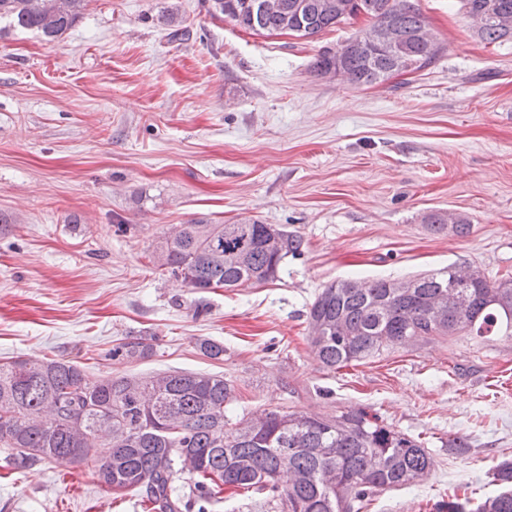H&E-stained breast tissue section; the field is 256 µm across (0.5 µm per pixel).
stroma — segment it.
<instances>
[{"label":"stroma","mask_w":512,"mask_h":512,"mask_svg":"<svg viewBox=\"0 0 512 512\" xmlns=\"http://www.w3.org/2000/svg\"><path fill=\"white\" fill-rule=\"evenodd\" d=\"M443 53L376 85L314 77L312 39L256 34L204 0H89L58 41L0 36V363L68 358L93 379L215 373L232 412L363 408L425 437L432 465L363 512H434L452 493L496 494L512 456V340L455 336L339 370L306 340V315L339 279L407 278L452 263L512 276V40L482 41L459 0H414ZM190 29L189 40L170 32ZM468 217L469 235L422 217ZM249 218L300 235L274 281L200 293L153 255L171 227ZM127 338L144 359L114 361ZM223 342L224 357L198 344ZM466 449H454L455 439ZM0 512H149L67 460L7 467ZM146 339H134L120 342L112 347L108 357L114 361L146 358L153 353V345Z\"/></svg>","instance_id":"1"}]
</instances>
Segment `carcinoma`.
<instances>
[{"instance_id": "1", "label": "carcinoma", "mask_w": 512, "mask_h": 512, "mask_svg": "<svg viewBox=\"0 0 512 512\" xmlns=\"http://www.w3.org/2000/svg\"><path fill=\"white\" fill-rule=\"evenodd\" d=\"M208 12L253 32H288L313 38L364 15L375 26L390 24L416 73L432 65L442 47L411 0H207ZM474 20L491 12L512 21V0H459ZM87 0H0V23L32 30L47 42L60 39L82 18ZM491 44L512 39V28L494 22L480 29ZM341 58L346 79L375 85L401 74L393 54L368 45L366 33L338 49L321 50L310 65L316 76L332 74ZM434 233L465 236L470 221L432 210L424 216ZM268 225L257 220L179 224L158 248L159 266L198 290L264 284L290 256L302 253V238L278 228L279 246L265 245ZM248 251L242 264L235 252ZM399 290L393 281L353 286L344 279L318 293L307 313L308 342L330 370L344 368L419 340L461 333L482 338L512 337V284L504 278L463 282L454 265L411 278ZM469 299L461 311L452 285ZM446 299L434 313L429 301ZM210 359L224 357V344H199ZM153 345L139 338L120 342L114 361L146 358ZM235 386L201 372H163L148 378L94 380L75 361L27 358L0 363V447L11 464L28 469L67 458L92 468L99 484L138 491L159 512H210L226 487L263 496L265 512H361L376 493L412 485L430 467L427 441L410 436L360 408L334 415L263 410L232 418ZM105 452L99 453L97 449ZM191 481L193 499L184 500L175 482ZM501 491L473 503L454 497L446 512H512V459L493 471Z\"/></svg>"}]
</instances>
